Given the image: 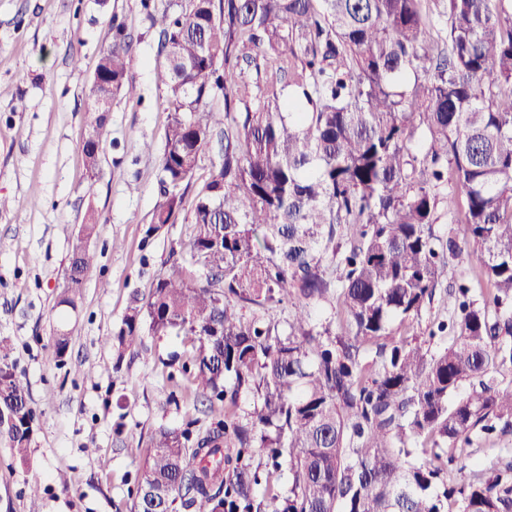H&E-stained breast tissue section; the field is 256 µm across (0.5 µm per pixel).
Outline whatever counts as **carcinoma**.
Returning a JSON list of instances; mask_svg holds the SVG:
<instances>
[{"mask_svg":"<svg viewBox=\"0 0 512 512\" xmlns=\"http://www.w3.org/2000/svg\"><path fill=\"white\" fill-rule=\"evenodd\" d=\"M142 6L168 66L148 232L185 213L193 230L117 340L138 355L146 334L183 337L180 371L224 419L160 427L131 512H512V461L448 479L473 439L512 431V0ZM110 30L84 108L93 177L113 100L136 94L125 25ZM445 185L448 212L458 191L466 208L437 236ZM99 224L84 217L60 306H78ZM449 258L478 260L482 304L460 284L448 322L396 333L394 319L422 318ZM286 299L284 333L272 312ZM310 307L332 320L312 323ZM10 352L1 339L0 421L23 460L35 411ZM258 449L286 463L288 495L255 500ZM219 154V137L214 136L206 152L203 154L201 161L199 163V167L195 173V176L192 179L188 194V197L190 199H192L194 196H196L204 189L211 169V164L218 159Z\"/></svg>","mask_w":512,"mask_h":512,"instance_id":"obj_1","label":"carcinoma"}]
</instances>
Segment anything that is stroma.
<instances>
[{
    "label": "stroma",
    "instance_id": "stroma-1",
    "mask_svg": "<svg viewBox=\"0 0 512 512\" xmlns=\"http://www.w3.org/2000/svg\"><path fill=\"white\" fill-rule=\"evenodd\" d=\"M134 40L128 77L137 99L112 104V142L89 178L81 143L84 102L111 20ZM0 339H8L17 377L36 413L30 452L14 459L0 438V512H130L134 479L159 426L197 419L210 401L186 390L172 356L176 336H145V354H119L116 333L134 295L167 273L188 239L186 220L148 227L159 199L165 60L141 0H0ZM41 201L30 206L31 191ZM101 217L89 248L96 262L77 309L59 306L69 256L87 209ZM477 264L449 263L427 318L447 319L446 290L467 281L473 300L486 288ZM68 333L65 357L56 331ZM68 484H60V474Z\"/></svg>",
    "mask_w": 512,
    "mask_h": 512
}]
</instances>
